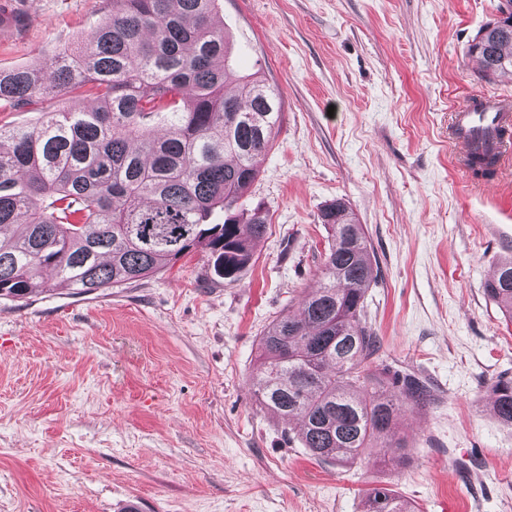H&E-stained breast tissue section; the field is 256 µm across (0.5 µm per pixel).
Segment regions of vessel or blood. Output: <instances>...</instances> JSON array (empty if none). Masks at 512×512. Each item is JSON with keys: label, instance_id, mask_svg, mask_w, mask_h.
Masks as SVG:
<instances>
[{"label": "vessel or blood", "instance_id": "obj_1", "mask_svg": "<svg viewBox=\"0 0 512 512\" xmlns=\"http://www.w3.org/2000/svg\"><path fill=\"white\" fill-rule=\"evenodd\" d=\"M501 99L468 100L455 111L454 142L462 156L501 150L499 130L512 128V114Z\"/></svg>", "mask_w": 512, "mask_h": 512}]
</instances>
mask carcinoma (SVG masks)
Here are the masks:
<instances>
[{"label": "carcinoma", "instance_id": "obj_1", "mask_svg": "<svg viewBox=\"0 0 512 512\" xmlns=\"http://www.w3.org/2000/svg\"><path fill=\"white\" fill-rule=\"evenodd\" d=\"M108 14L74 48L27 67L0 70V112L83 90L89 112L46 111L32 128L0 124V296L50 289L46 270L80 293L151 278L202 250L230 283L263 237L266 216L236 203L259 176L258 158L282 120L278 92L225 64L231 44L216 0H106ZM473 39L482 77L512 72V0ZM498 155L472 154L477 177ZM223 214L220 221L214 215ZM328 229L319 286L260 336L251 378L258 402L302 422L316 458L353 463L392 438L405 406L432 392L407 373L386 385L371 368L378 340L365 318L378 278L371 245L342 199L318 216ZM512 320V259L484 285ZM493 410L512 426V381L492 385ZM364 512H417L386 488L365 492Z\"/></svg>", "mask_w": 512, "mask_h": 512}]
</instances>
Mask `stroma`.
Wrapping results in <instances>:
<instances>
[{"label":"stroma","mask_w":512,"mask_h":512,"mask_svg":"<svg viewBox=\"0 0 512 512\" xmlns=\"http://www.w3.org/2000/svg\"><path fill=\"white\" fill-rule=\"evenodd\" d=\"M499 0H218L231 65L259 72L283 119L238 207L264 237L237 281L205 252L152 278L79 294L0 297V512H364L385 487L417 512H512V427L490 386L512 381V320L483 291L512 257V158L497 185L458 169L452 107L512 96L470 44ZM106 0H25L0 69L81 44ZM344 199L380 275L368 319L386 379L433 400L400 414L406 464L343 465L303 448L299 421L250 379L265 327L317 285Z\"/></svg>","instance_id":"1"}]
</instances>
